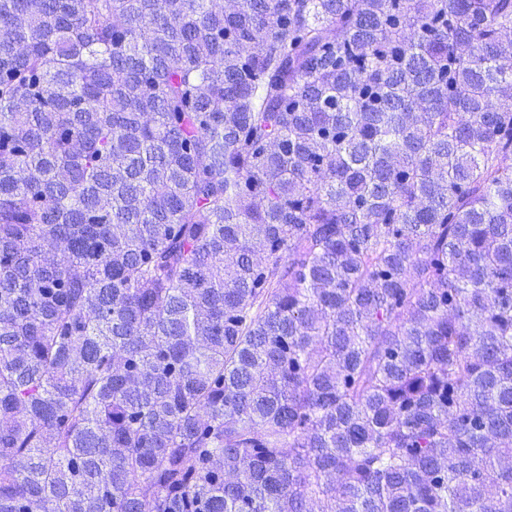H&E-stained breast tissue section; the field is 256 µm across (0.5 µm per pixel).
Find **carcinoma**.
I'll use <instances>...</instances> for the list:
<instances>
[{
	"label": "carcinoma",
	"instance_id": "cac0c4a2",
	"mask_svg": "<svg viewBox=\"0 0 512 512\" xmlns=\"http://www.w3.org/2000/svg\"><path fill=\"white\" fill-rule=\"evenodd\" d=\"M512 512V0H0V512Z\"/></svg>",
	"mask_w": 512,
	"mask_h": 512
}]
</instances>
